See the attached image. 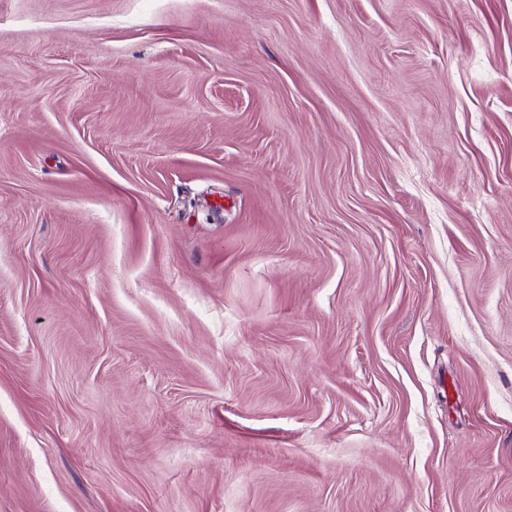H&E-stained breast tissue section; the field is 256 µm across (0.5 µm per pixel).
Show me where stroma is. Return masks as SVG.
<instances>
[{
    "label": "stroma",
    "instance_id": "35a3bbf8",
    "mask_svg": "<svg viewBox=\"0 0 512 512\" xmlns=\"http://www.w3.org/2000/svg\"><path fill=\"white\" fill-rule=\"evenodd\" d=\"M0 512H512V0H0Z\"/></svg>",
    "mask_w": 512,
    "mask_h": 512
}]
</instances>
